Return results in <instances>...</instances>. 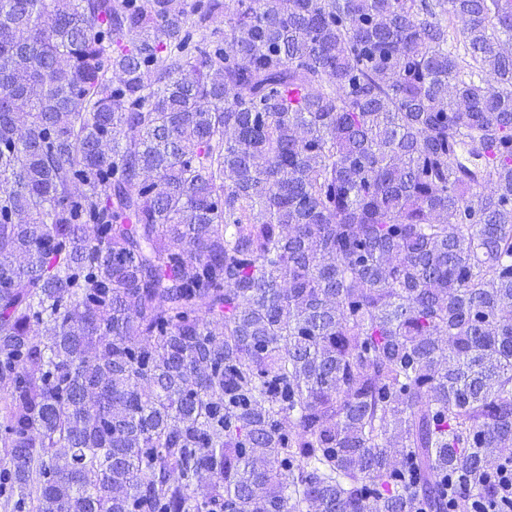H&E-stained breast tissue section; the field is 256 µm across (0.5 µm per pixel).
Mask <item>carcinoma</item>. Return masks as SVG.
<instances>
[{
  "label": "carcinoma",
  "mask_w": 512,
  "mask_h": 512,
  "mask_svg": "<svg viewBox=\"0 0 512 512\" xmlns=\"http://www.w3.org/2000/svg\"><path fill=\"white\" fill-rule=\"evenodd\" d=\"M511 448L512 0H0V512H512Z\"/></svg>",
  "instance_id": "carcinoma-1"
}]
</instances>
